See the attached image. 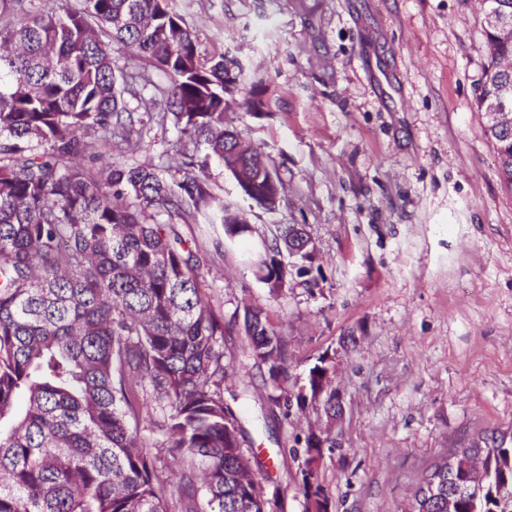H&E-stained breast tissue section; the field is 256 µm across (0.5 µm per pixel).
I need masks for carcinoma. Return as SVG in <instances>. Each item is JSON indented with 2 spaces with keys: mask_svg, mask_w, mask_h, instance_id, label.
<instances>
[{
  "mask_svg": "<svg viewBox=\"0 0 512 512\" xmlns=\"http://www.w3.org/2000/svg\"><path fill=\"white\" fill-rule=\"evenodd\" d=\"M112 41L169 76L167 111L179 143L204 147L224 161V83L242 89L253 114L265 103L260 86L225 57L205 65L199 43L164 0H82L78 10L42 11L30 0H0V512H266L251 479L241 414L224 400L235 357L224 352V316L199 283L195 251L164 215L208 196L196 175L169 157L165 176L151 164L120 166L112 148L137 134L124 94L135 95L112 67ZM477 102L512 89V44L494 47ZM499 170L512 189V131L490 130ZM257 171L270 167L254 147L237 157ZM228 240L248 230L217 203ZM254 252L251 264L279 286L288 270L276 257L281 234ZM248 357L261 363L277 395L269 404L304 408L288 393L286 337L261 309L244 308ZM326 359L309 368L316 396ZM159 448L182 462L176 482L139 437L143 413ZM303 449L300 490L312 512H328L316 477L322 458ZM512 512V441L502 434L454 448L431 466L411 512Z\"/></svg>",
  "mask_w": 512,
  "mask_h": 512,
  "instance_id": "1",
  "label": "carcinoma"
}]
</instances>
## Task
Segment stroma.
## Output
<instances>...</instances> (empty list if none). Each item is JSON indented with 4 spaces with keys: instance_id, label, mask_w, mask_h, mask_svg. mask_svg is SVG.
<instances>
[{
    "instance_id": "stroma-1",
    "label": "stroma",
    "mask_w": 512,
    "mask_h": 512,
    "mask_svg": "<svg viewBox=\"0 0 512 512\" xmlns=\"http://www.w3.org/2000/svg\"><path fill=\"white\" fill-rule=\"evenodd\" d=\"M202 62L227 53L264 89L263 112L225 123L259 147L282 182L269 211L233 176L188 149L190 173L240 209L251 231L223 239L213 210L179 219L202 286L224 315V350L247 343L243 313L281 324L291 373L333 357L344 407L269 408L266 370L248 361L244 426L267 464L258 478L285 512H304L290 454L326 428L340 445L317 475L329 512H403L422 473L479 438L512 433V192L476 109L487 63L482 0H167ZM138 146L126 166L163 165L179 148L168 78L111 44ZM302 224L315 253L306 277L270 294L246 260L277 225Z\"/></svg>"
}]
</instances>
